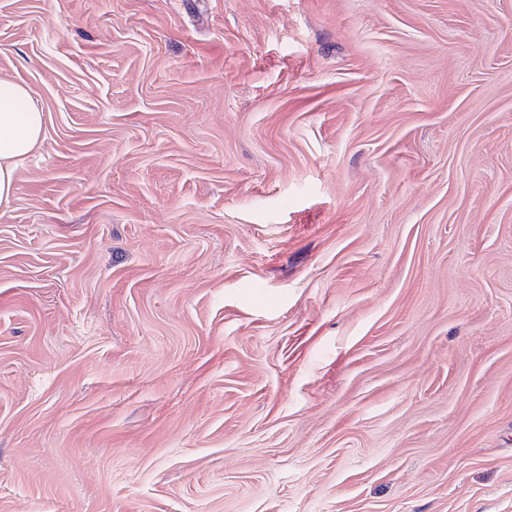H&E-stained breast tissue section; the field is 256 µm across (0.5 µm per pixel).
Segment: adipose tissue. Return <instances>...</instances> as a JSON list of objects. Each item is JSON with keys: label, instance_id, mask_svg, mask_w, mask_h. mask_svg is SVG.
Here are the masks:
<instances>
[{"label": "adipose tissue", "instance_id": "1", "mask_svg": "<svg viewBox=\"0 0 512 512\" xmlns=\"http://www.w3.org/2000/svg\"><path fill=\"white\" fill-rule=\"evenodd\" d=\"M44 138V117L24 83L0 79V205L15 191L17 173Z\"/></svg>", "mask_w": 512, "mask_h": 512}]
</instances>
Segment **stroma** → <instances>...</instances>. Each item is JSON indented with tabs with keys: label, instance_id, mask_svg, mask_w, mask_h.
I'll use <instances>...</instances> for the list:
<instances>
[{
	"label": "stroma",
	"instance_id": "35a3bbf8",
	"mask_svg": "<svg viewBox=\"0 0 512 512\" xmlns=\"http://www.w3.org/2000/svg\"><path fill=\"white\" fill-rule=\"evenodd\" d=\"M0 512H512V0H0ZM43 139V112L28 86L0 79V205L12 199L19 169Z\"/></svg>",
	"mask_w": 512,
	"mask_h": 512
}]
</instances>
